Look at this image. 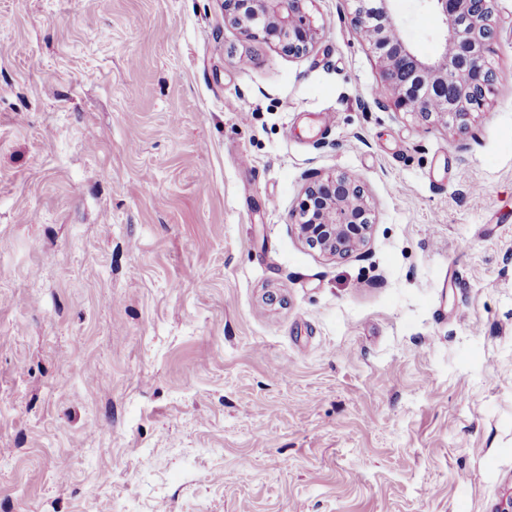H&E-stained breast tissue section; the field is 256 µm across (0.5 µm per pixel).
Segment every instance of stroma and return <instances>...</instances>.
Wrapping results in <instances>:
<instances>
[{
	"label": "stroma",
	"mask_w": 512,
	"mask_h": 512,
	"mask_svg": "<svg viewBox=\"0 0 512 512\" xmlns=\"http://www.w3.org/2000/svg\"><path fill=\"white\" fill-rule=\"evenodd\" d=\"M466 135L381 107L350 0H0V512H495L512 493V0ZM433 53L438 17L398 0ZM353 171L360 255L288 213ZM310 0H224L225 25L283 55L301 57L322 37L308 11Z\"/></svg>",
	"instance_id": "stroma-1"
}]
</instances>
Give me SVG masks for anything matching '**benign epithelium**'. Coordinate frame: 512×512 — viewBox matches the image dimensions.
Masks as SVG:
<instances>
[{"mask_svg":"<svg viewBox=\"0 0 512 512\" xmlns=\"http://www.w3.org/2000/svg\"><path fill=\"white\" fill-rule=\"evenodd\" d=\"M311 0H224L225 25L283 55L301 57L322 37L308 11ZM350 25L377 61L381 88L391 106L422 125L443 124L463 135L473 112L485 102L495 73L494 53L501 20L495 0H422L439 17L437 47L421 55L403 33L397 0H353ZM289 214L288 223L310 247L350 257L374 223L364 179L354 172L318 177Z\"/></svg>","mask_w":512,"mask_h":512,"instance_id":"benign-epithelium-1","label":"benign epithelium"}]
</instances>
